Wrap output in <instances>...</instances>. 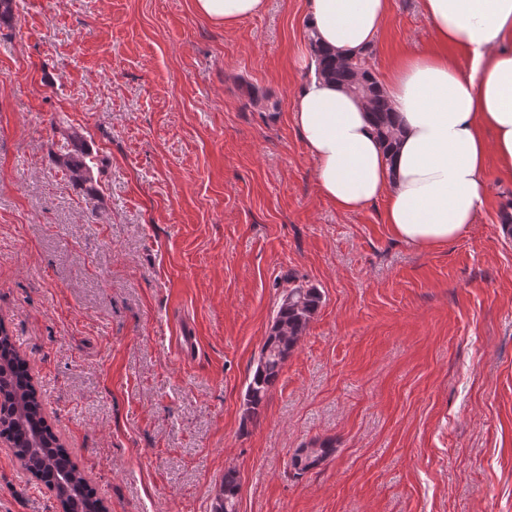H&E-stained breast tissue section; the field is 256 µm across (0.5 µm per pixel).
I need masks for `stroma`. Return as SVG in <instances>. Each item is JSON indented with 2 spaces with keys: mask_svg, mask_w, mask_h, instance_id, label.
Listing matches in <instances>:
<instances>
[{
  "mask_svg": "<svg viewBox=\"0 0 512 512\" xmlns=\"http://www.w3.org/2000/svg\"><path fill=\"white\" fill-rule=\"evenodd\" d=\"M305 0L233 28L193 0H19L0 24V324L109 512H512V181L462 237L321 196L292 119ZM432 40L391 0L370 64ZM85 130L94 189L53 162ZM321 306L259 416L284 293ZM333 457L303 475L312 440ZM0 512H57L0 445ZM240 493V477L235 469L224 472L221 485L215 497L213 512H237Z\"/></svg>",
  "mask_w": 512,
  "mask_h": 512,
  "instance_id": "35a3bbf8",
  "label": "stroma"
}]
</instances>
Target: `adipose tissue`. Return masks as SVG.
I'll list each match as a JSON object with an SVG mask.
<instances>
[{"instance_id": "adipose-tissue-1", "label": "adipose tissue", "mask_w": 512, "mask_h": 512, "mask_svg": "<svg viewBox=\"0 0 512 512\" xmlns=\"http://www.w3.org/2000/svg\"><path fill=\"white\" fill-rule=\"evenodd\" d=\"M230 29L267 0H194ZM390 0H307V29L331 52L372 49ZM433 40L403 53L380 85L400 124L392 151L360 101L314 77L299 87L293 123L316 162L321 195L341 212L384 204L383 221L429 249L465 235L489 203V176L512 181V0H422Z\"/></svg>"}]
</instances>
